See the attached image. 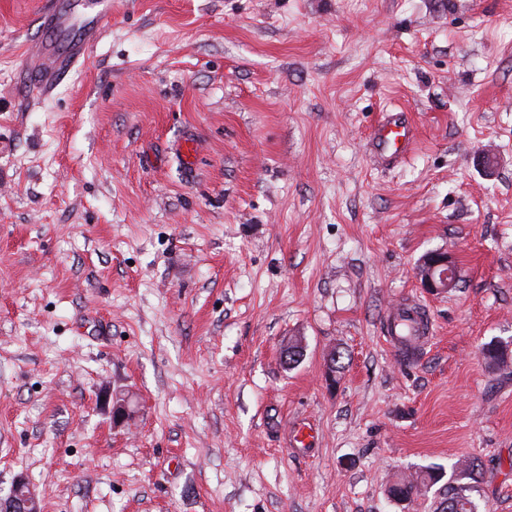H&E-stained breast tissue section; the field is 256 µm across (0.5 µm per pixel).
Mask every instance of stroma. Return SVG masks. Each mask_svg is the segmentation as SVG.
I'll return each instance as SVG.
<instances>
[{"mask_svg":"<svg viewBox=\"0 0 512 512\" xmlns=\"http://www.w3.org/2000/svg\"><path fill=\"white\" fill-rule=\"evenodd\" d=\"M40 2L0 0V492L435 512L476 458L473 499L512 512V0H112L44 98ZM394 109L416 140L383 162ZM435 250L459 278L431 294ZM406 302L432 330L409 352ZM418 276L423 288L441 293L454 288L458 281L456 266L447 253L432 251L421 260ZM426 476L420 482L417 480H406L403 479L399 483L394 484L390 487L389 493L395 496H405L406 499H411L414 495H418L421 484H425V482L429 481L432 484H435L441 481L444 477L442 470L438 468L430 469L426 472Z\"/></svg>","mask_w":512,"mask_h":512,"instance_id":"obj_1","label":"stroma"}]
</instances>
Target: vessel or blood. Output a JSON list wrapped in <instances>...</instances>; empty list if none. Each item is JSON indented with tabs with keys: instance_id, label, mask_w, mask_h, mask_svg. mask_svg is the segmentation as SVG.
Returning a JSON list of instances; mask_svg holds the SVG:
<instances>
[{
	"instance_id": "1",
	"label": "vessel or blood",
	"mask_w": 512,
	"mask_h": 512,
	"mask_svg": "<svg viewBox=\"0 0 512 512\" xmlns=\"http://www.w3.org/2000/svg\"><path fill=\"white\" fill-rule=\"evenodd\" d=\"M112 21V0H43L39 14L40 34L26 58L28 92H51L82 60L98 35ZM371 141L386 157L407 151L414 141L412 127L388 118L375 127Z\"/></svg>"
}]
</instances>
